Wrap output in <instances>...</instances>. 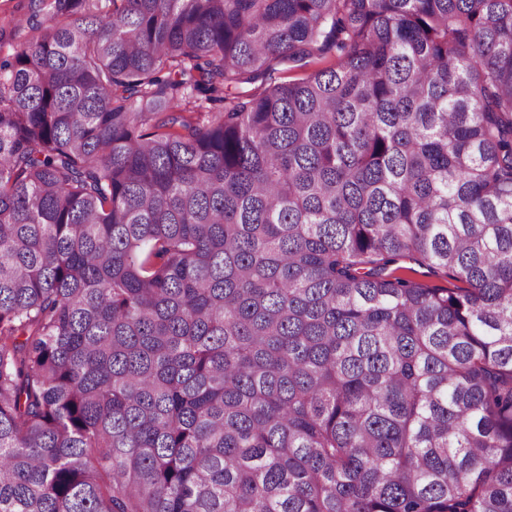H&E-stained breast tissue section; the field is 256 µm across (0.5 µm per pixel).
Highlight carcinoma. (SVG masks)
<instances>
[{
    "instance_id": "cac0c4a2",
    "label": "carcinoma",
    "mask_w": 512,
    "mask_h": 512,
    "mask_svg": "<svg viewBox=\"0 0 512 512\" xmlns=\"http://www.w3.org/2000/svg\"><path fill=\"white\" fill-rule=\"evenodd\" d=\"M40 2L0 512H512V0ZM395 275L408 278L417 283L430 287L455 288L456 286L466 287L465 284L456 282L441 270H430L426 266L420 265L414 261L404 260L394 265L392 268H398Z\"/></svg>"
}]
</instances>
